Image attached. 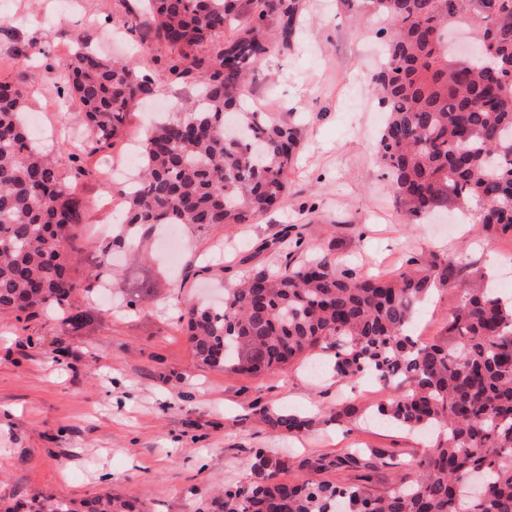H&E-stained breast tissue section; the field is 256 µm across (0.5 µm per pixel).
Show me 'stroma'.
<instances>
[{
    "label": "stroma",
    "mask_w": 512,
    "mask_h": 512,
    "mask_svg": "<svg viewBox=\"0 0 512 512\" xmlns=\"http://www.w3.org/2000/svg\"><path fill=\"white\" fill-rule=\"evenodd\" d=\"M301 5L291 48L272 56L252 92L265 111L294 113L301 130L289 205L249 224L175 227L183 245L174 260L158 231L138 262L112 253L102 288L71 297L94 316L85 327L53 311L26 322L0 313V512L35 493L75 500L117 493L137 498L143 512H195L212 486L246 481L258 448L281 457L284 480L341 478L383 496L427 458L430 443L418 433L329 420L338 405L364 409L389 394L371 379L350 386L328 370L312 372V361H329V353L256 376L216 370L200 365L179 320L184 299L219 298L253 269L305 259L314 248L340 268L386 277L413 258L451 257L502 281L512 263L511 236L485 243L474 225L444 213L405 223L372 154L385 118L370 85L381 42L371 26L337 12L336 0ZM141 9L140 0H0V78L22 77L37 147L53 152L86 204L75 230L82 275L119 230L120 200L101 176L105 162L143 139L150 113L176 111L192 92L166 73L168 49L135 28ZM83 41L161 78L155 99L129 112L114 147L91 156L79 103L59 93L58 64ZM288 226L300 247H274ZM145 275L152 297L128 308L131 281ZM458 299L455 284L436 291L418 311L417 336L447 341ZM260 405L306 413L313 423L296 437L273 433L255 415Z\"/></svg>",
    "instance_id": "stroma-1"
}]
</instances>
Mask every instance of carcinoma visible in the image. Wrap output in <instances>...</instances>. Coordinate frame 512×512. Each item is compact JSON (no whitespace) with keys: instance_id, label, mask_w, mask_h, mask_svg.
<instances>
[{"instance_id":"cac0c4a2","label":"carcinoma","mask_w":512,"mask_h":512,"mask_svg":"<svg viewBox=\"0 0 512 512\" xmlns=\"http://www.w3.org/2000/svg\"><path fill=\"white\" fill-rule=\"evenodd\" d=\"M357 17L379 16L386 61L372 90L386 112L373 153L406 220L449 206L482 204L486 237L512 230V0H339ZM299 0H146L140 26L170 52L168 71L195 88L182 109L147 129L135 183L117 190L125 227L115 246H133L159 224L199 231L247 224L288 203V174L300 143L293 113L277 116L246 99L247 81L286 50ZM67 94L104 147L160 78L129 61L81 46L63 64ZM236 136L228 139L224 126ZM84 203L26 122L22 81L0 80V312L31 319L45 310L80 328L92 316L71 295L90 290L95 269L74 277L73 229ZM398 275H358L325 252L261 267L224 291V306L183 301L196 357L205 366L260 374L312 351L333 352L339 379L370 373L403 389L377 405L385 423L437 430L418 472L373 497L344 480L295 484L282 460L255 451L247 481L198 500L196 512H512V301L482 275L446 258ZM457 283L448 342L413 337L414 317L434 290ZM274 433L296 435L312 420L261 407ZM484 472L487 491L462 485ZM23 512H141L108 494L78 503L33 495Z\"/></svg>"}]
</instances>
